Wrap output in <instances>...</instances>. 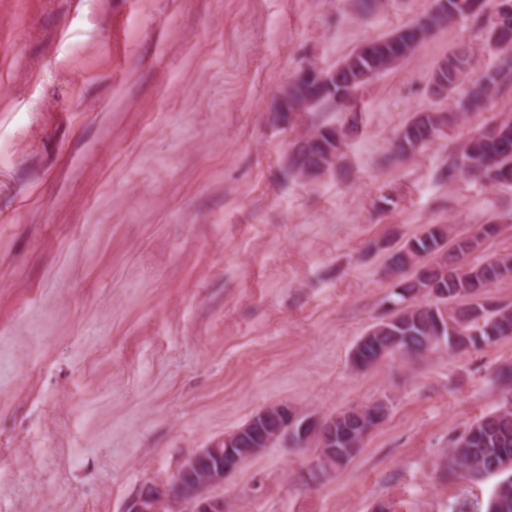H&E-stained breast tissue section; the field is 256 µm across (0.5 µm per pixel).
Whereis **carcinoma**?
<instances>
[{
	"instance_id": "1",
	"label": "carcinoma",
	"mask_w": 512,
	"mask_h": 512,
	"mask_svg": "<svg viewBox=\"0 0 512 512\" xmlns=\"http://www.w3.org/2000/svg\"><path fill=\"white\" fill-rule=\"evenodd\" d=\"M497 4L488 18V39L500 51L499 64L475 74L474 56L464 45L448 55V69L438 68L433 83L448 85L453 91L469 82L468 102L480 108L492 99L499 87L512 80V11L504 14ZM484 0H445L417 24V31L399 29L375 41L377 50L366 55L358 48L336 65V90L310 91L296 88L293 97L303 112L342 105L345 82L357 78L360 88L374 77L390 70L411 56L420 43L441 28L459 20L483 15ZM461 116L444 111L417 112L399 129L392 141L395 156H413L446 135ZM356 121L339 127L314 126L289 155V169L313 181L330 171L337 161L328 157V148L342 146L356 132ZM448 182L483 180L512 184V119L494 121L480 128L460 147L447 169ZM500 232L496 224H478L463 235L451 224H427L392 250L384 264L391 282L387 312L360 337L351 354V364L358 371L371 369L388 358L416 360L431 351V342L439 337L445 351L464 354L471 350L512 337V302L495 289L512 282V252L503 251L475 257L484 244ZM278 405L255 414V426L232 444L233 453L256 455L284 440L279 434L283 419L272 418ZM388 404L351 407L325 418L332 425L307 439L297 438L296 448H315L322 472L346 465L362 445L361 432L368 418L383 422ZM469 438L449 439L443 454L444 465L463 478H497L492 487L486 512L500 500L512 512V406L502 402L498 408L466 427Z\"/></svg>"
}]
</instances>
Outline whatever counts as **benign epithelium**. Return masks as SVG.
I'll return each mask as SVG.
<instances>
[{"label":"benign epithelium","mask_w":512,"mask_h":512,"mask_svg":"<svg viewBox=\"0 0 512 512\" xmlns=\"http://www.w3.org/2000/svg\"><path fill=\"white\" fill-rule=\"evenodd\" d=\"M299 82H313L317 87H324L331 84V75L317 65L306 66L293 76L270 106L281 125L289 124L296 114V110L288 109V86ZM228 439L226 435L185 459L170 480L146 483L126 503L123 512H224V498L210 496L206 491L222 486L226 472L238 468L241 461L236 457L230 465L207 471L202 470V464L220 452Z\"/></svg>","instance_id":"1"}]
</instances>
